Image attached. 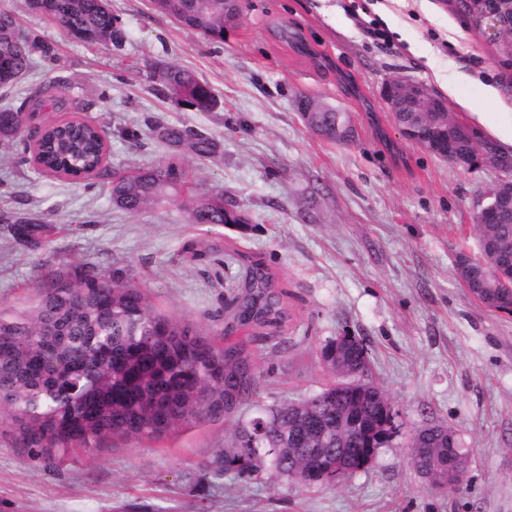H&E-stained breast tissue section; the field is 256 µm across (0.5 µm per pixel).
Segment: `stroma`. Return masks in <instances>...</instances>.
Instances as JSON below:
<instances>
[{
    "label": "stroma",
    "instance_id": "obj_1",
    "mask_svg": "<svg viewBox=\"0 0 512 512\" xmlns=\"http://www.w3.org/2000/svg\"><path fill=\"white\" fill-rule=\"evenodd\" d=\"M111 6L126 33L118 49L74 42L27 0H0V12L53 48L0 100L65 87L67 107L55 119L105 125L114 171L168 156L158 140L142 147L125 137L147 121L213 135L220 159L187 158L198 187L223 190L254 228L192 224L174 202L131 216L112 204L103 180L37 173L0 142V310L36 304L32 282L44 261L61 273L72 264L122 268L158 313L241 349L258 396L158 439L107 437L51 465L14 447L2 426L0 512H512V315L485 308L454 271L457 253L480 254L474 216L501 175L456 168L407 139L382 97L393 78L437 95L446 81L456 92L447 101L453 121L512 113V66L447 0H246L220 44L152 0ZM364 21L378 22L387 43L365 37ZM169 66L210 84L216 108L192 112L172 100L160 77ZM488 85L497 99L485 96ZM303 96L341 106L352 141L314 134L297 111ZM13 216L45 224L46 249L15 243ZM251 258L277 278L286 311L279 327L233 319ZM345 334L366 343L370 373L405 433L442 423L457 431L472 456L463 491L431 490L400 438L338 486L213 476L209 461L255 405L330 384L321 349Z\"/></svg>",
    "mask_w": 512,
    "mask_h": 512
}]
</instances>
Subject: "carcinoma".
Instances as JSON below:
<instances>
[{"mask_svg":"<svg viewBox=\"0 0 512 512\" xmlns=\"http://www.w3.org/2000/svg\"><path fill=\"white\" fill-rule=\"evenodd\" d=\"M225 0H155L156 8L181 25L214 41L224 40ZM35 12L57 21L76 41L110 43L120 48L124 30L108 0H29ZM503 25L493 44L496 56L512 60V0H498ZM47 60L53 49L37 32L22 30L12 15L0 13V88L13 86L31 69L34 57ZM163 79L169 90L184 93L181 104L195 112L217 105L211 87L184 70L171 67ZM67 103L61 90H38L20 105L0 106V140L23 145L29 163L52 170L60 179L111 175L112 203L135 216L169 201L192 184L191 170L181 151L200 159L221 154V144L189 126L146 123L148 135L170 148L165 160L146 167L108 172L111 153L107 130L81 118L34 122ZM189 223L242 229L250 218L224 207V191L197 193L186 200ZM479 241H487L498 256L484 254L468 267L470 280L485 278L495 262L499 275L487 280L512 283V217L497 224L476 225ZM16 243L43 246L45 225L25 217L12 223ZM244 297L236 301L235 317L260 329L276 327L284 317L271 274L261 262L249 267ZM38 301L22 312L0 313V424L12 428L14 445L32 458L50 460L54 453L88 447L108 437L157 438L190 423L224 414L235 402L255 394L246 360L234 347H224L192 333L189 327L151 311L145 294L121 269L94 272L81 266L63 274L47 270L35 281ZM257 408L255 446L241 450L240 433L232 447L210 462L213 473L235 471L254 478L269 475L302 486L297 471L281 457L267 453L278 445V428L318 413L333 420L336 399L322 389L302 400ZM169 411L167 428H156L161 409Z\"/></svg>","mask_w":512,"mask_h":512,"instance_id":"carcinoma-1","label":"carcinoma"}]
</instances>
